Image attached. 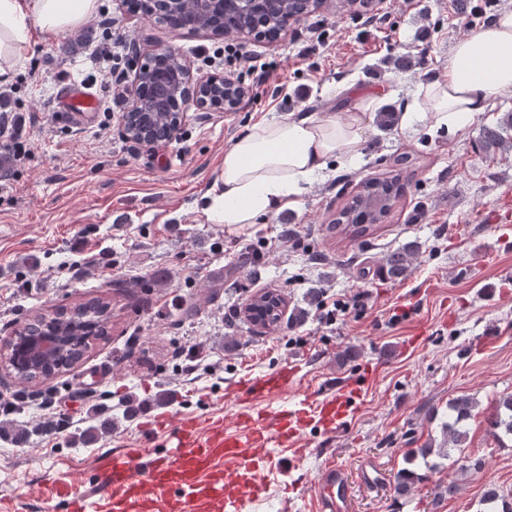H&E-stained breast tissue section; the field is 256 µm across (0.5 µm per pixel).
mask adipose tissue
Masks as SVG:
<instances>
[{
	"label": "adipose tissue",
	"mask_w": 512,
	"mask_h": 512,
	"mask_svg": "<svg viewBox=\"0 0 512 512\" xmlns=\"http://www.w3.org/2000/svg\"><path fill=\"white\" fill-rule=\"evenodd\" d=\"M97 0H0V79L9 80L24 59L31 28L57 34L71 30L96 10ZM512 94V10L500 12L473 35L455 42L444 75L419 84L400 127L428 123L448 131L470 125L495 100ZM363 115H291L264 119L235 138L224 152L220 179L209 194L211 221L254 224L296 203L341 159L357 163Z\"/></svg>",
	"instance_id": "obj_1"
}]
</instances>
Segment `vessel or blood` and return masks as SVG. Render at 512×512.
I'll return each instance as SVG.
<instances>
[{
  "mask_svg": "<svg viewBox=\"0 0 512 512\" xmlns=\"http://www.w3.org/2000/svg\"><path fill=\"white\" fill-rule=\"evenodd\" d=\"M68 112L95 110L97 101L87 90L65 89ZM290 369L244 382L251 398L266 397L286 385ZM358 390L342 387L339 392L301 404L280 414L277 424L262 415L241 412L236 432H228L223 419L173 418L163 412L148 415L142 423L138 447L106 452L96 460V498L71 491L68 482L53 481L54 496L63 512H242L244 506L264 493L266 486L258 469L271 455L274 445L289 443L296 457L306 454L301 435L310 425L325 432L341 430L347 423ZM168 431L172 448L164 454L143 458L156 431ZM346 469L325 461L312 493L318 512H346L351 498Z\"/></svg>",
  "mask_w": 512,
  "mask_h": 512,
  "instance_id": "obj_1",
  "label": "vessel or blood"
}]
</instances>
